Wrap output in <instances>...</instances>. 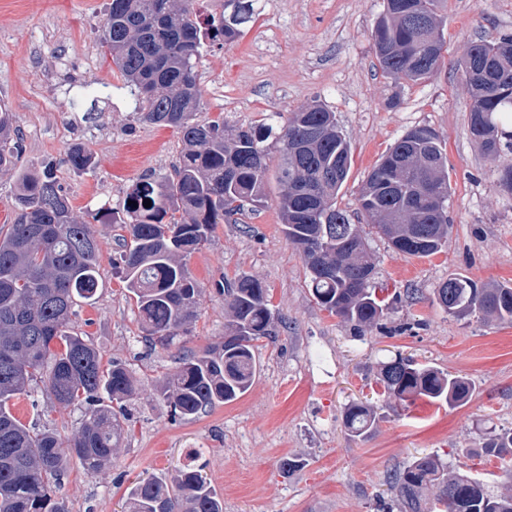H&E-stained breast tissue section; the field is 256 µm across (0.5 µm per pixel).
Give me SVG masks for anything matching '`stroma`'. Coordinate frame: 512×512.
<instances>
[{"mask_svg": "<svg viewBox=\"0 0 512 512\" xmlns=\"http://www.w3.org/2000/svg\"><path fill=\"white\" fill-rule=\"evenodd\" d=\"M110 2L0 0V104L22 137L14 167L0 170V235L13 219L18 172L54 164L75 218L94 222L101 247L96 299L78 307L72 330L100 350L104 364L125 363L142 383L125 405L126 434L111 461L93 475L70 465L58 497L71 512H128L136 480L167 478L192 462L224 512H387L391 476L428 454L450 469L486 474L492 490H504L511 481L480 447L491 430L512 427V323L449 316L434 291L451 275L512 285V194L470 135L471 98L457 67L471 43L512 33V0H445L443 67L399 88L382 75L370 37L383 0H253L254 20L236 42H204L197 121L223 117L229 132L278 127L323 103L351 144L338 204L352 216L381 155L406 131L430 127L445 142L453 227L447 249L427 258L396 253L368 232L375 284L400 300L379 325L354 335L310 295L306 267L283 232L278 146L267 140L265 202L217 225L187 257L203 289L201 313L167 350L146 342L112 267L125 233L112 213L143 176L171 174L182 143L172 129L139 120L136 91L103 57ZM77 144L95 155L90 172L61 163ZM245 273L269 290L281 322L277 339L259 341L256 377L243 396L192 418L172 416L156 383L175 371L180 353L222 340V288ZM400 354L467 377L472 396L457 407L419 399L392 408L379 374ZM356 401L377 412L361 438L343 423ZM14 412L27 426L56 429L65 447L83 416L38 391L16 400ZM287 457L302 461V470H283Z\"/></svg>", "mask_w": 512, "mask_h": 512, "instance_id": "35a3bbf8", "label": "stroma"}]
</instances>
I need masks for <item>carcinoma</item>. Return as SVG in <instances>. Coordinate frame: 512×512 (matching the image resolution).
<instances>
[{
	"label": "carcinoma",
	"mask_w": 512,
	"mask_h": 512,
	"mask_svg": "<svg viewBox=\"0 0 512 512\" xmlns=\"http://www.w3.org/2000/svg\"><path fill=\"white\" fill-rule=\"evenodd\" d=\"M433 19L431 63L416 58L422 32L383 11L372 41L398 48L378 60L382 74L396 83L430 79L441 67L437 49L441 0H412ZM230 14L210 22L212 41L227 43L254 14L252 0H225ZM202 30L193 0H111L101 47L123 80L142 96L140 120L171 128L184 148L174 174L145 177L123 202L118 269L135 299L136 319L152 344L169 346L190 332L199 315L202 288L181 258L204 246L216 225L249 204L264 203L267 170L264 143H279L277 180L283 187V230L299 250L309 273L315 303L362 334L389 309L374 288L375 263L360 225L337 206L351 166V146L336 114L319 104L292 113L286 124L224 131V117L196 121L200 91L195 69ZM512 34L471 44L460 67L473 65L479 83L469 87V130L491 160L512 150V133L496 115L512 113ZM20 150L10 113L0 107V168L10 167ZM62 163L75 172L94 167L82 144ZM447 155L439 134L425 126L408 130L368 174L359 211L396 252L429 257L448 246ZM151 200L146 208L143 201ZM137 202V206L128 201ZM100 244L92 224L78 222L53 169L18 173L14 220L0 237V512H69L56 494L70 462L93 475L111 459L124 437L123 403L137 395L140 381L127 365L108 368L100 351L70 331L78 303H90L99 285ZM448 315L512 323V286L484 287L451 275L435 289ZM229 321L224 341L201 353L178 357V370L157 385L174 414L195 416L230 403L250 388L257 372L255 343L276 335L268 289L241 275L227 289ZM380 382L394 406L425 397L462 405L470 397L468 378L406 358L383 364ZM42 384L56 403L86 412L70 447L61 448L55 430H33L17 418L13 400ZM107 394L110 404L101 403ZM346 429L362 437L374 429V407L353 402L343 415ZM483 452L499 459L512 478V428L491 431ZM400 512H512V487L494 493L480 478L448 469L435 455L419 457L390 481ZM130 512H224L200 470L186 465L171 483L146 478L128 493Z\"/></svg>",
	"instance_id": "carcinoma-1"
}]
</instances>
